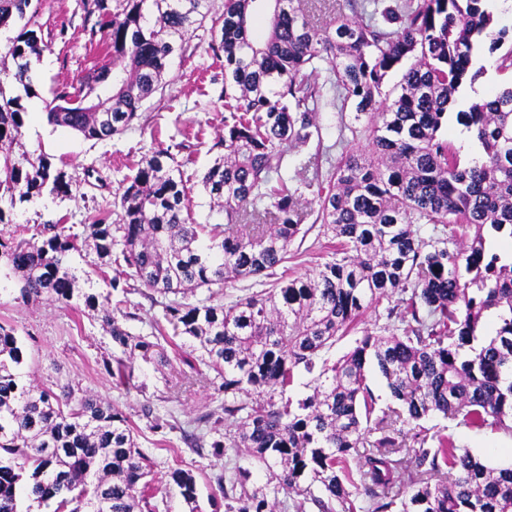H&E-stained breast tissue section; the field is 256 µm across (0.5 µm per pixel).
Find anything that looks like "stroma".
I'll return each mask as SVG.
<instances>
[{
    "instance_id": "stroma-1",
    "label": "stroma",
    "mask_w": 512,
    "mask_h": 512,
    "mask_svg": "<svg viewBox=\"0 0 512 512\" xmlns=\"http://www.w3.org/2000/svg\"><path fill=\"white\" fill-rule=\"evenodd\" d=\"M31 28L40 30L46 46L32 62V78L37 96L27 98L11 78L0 82L4 97H20L26 111L25 122L15 142L11 158L47 155L57 167L73 177L69 196L45 194L30 201L11 202L0 196V238L39 236L44 225L63 224L79 234L90 217L114 209V200L135 173L141 158L159 148L178 146L177 159L189 188L188 218L193 224L210 221V199L201 177L215 157L211 146L224 131V62L209 48L211 22H204L186 45L182 56L170 63L162 91L145 102L138 120L123 134L109 139H87L49 124L45 106L52 92L65 84L77 83L94 63L105 62L102 51L85 47L84 20L77 0H42ZM320 143L307 145L286 156L283 172L294 175L300 161L322 149L321 176H328L341 152L360 149L365 141L353 137L341 118L338 105L323 101L319 109ZM332 241L319 228L296 238L284 268L287 274L312 272L322 263ZM72 265L84 291L99 297L110 295L111 281H125L122 267L104 265L93 249L74 255ZM131 319L125 325L133 333L153 335L164 320L166 299L162 295L129 297ZM0 324L13 328L25 353L18 370L21 382L32 381L54 391L62 386L87 391L112 401L126 413L137 434V443L153 461L155 512H186L177 487L168 475L175 467L192 469L201 497L215 498L219 492L212 478L233 466L234 454L217 458L209 448L192 451L181 430L190 421L216 405L217 392L209 380L199 375V363L173 338L166 350L165 365L136 362L130 385L112 380L118 354L112 338L96 312L83 302L58 304L46 300L22 302L13 281L0 277ZM152 416H144V406ZM169 420L164 429L154 428L153 417ZM415 431L440 434L493 465L512 463V433L497 426L470 428L440 416H430L415 424Z\"/></svg>"
}]
</instances>
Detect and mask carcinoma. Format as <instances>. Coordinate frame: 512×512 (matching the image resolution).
I'll return each instance as SVG.
<instances>
[{
    "instance_id": "carcinoma-1",
    "label": "carcinoma",
    "mask_w": 512,
    "mask_h": 512,
    "mask_svg": "<svg viewBox=\"0 0 512 512\" xmlns=\"http://www.w3.org/2000/svg\"><path fill=\"white\" fill-rule=\"evenodd\" d=\"M115 5H110V2ZM491 0H224L210 48L224 59V135L201 182L222 224H190L188 187L169 149L142 157L115 206L119 224L95 216L82 235L46 224L40 241L0 240V266L17 277L23 301L83 299L121 349L118 378L140 358L166 364L159 342L132 334L107 300L82 291L70 258L93 247L123 261L136 287L181 296L165 320L189 340L197 361L221 380L224 400L199 416L207 444L264 467L266 493L241 465L215 477L224 512H277L279 493L293 512H512V466L491 467L441 435H412L396 422L440 414L466 427L512 432V262L488 245L512 240V86L477 97L481 52L499 53L512 72V30L497 26ZM40 0H0V30L34 17ZM90 46L112 65L88 70L46 103L49 124L86 139L125 132L165 84L171 58L214 10V0H78ZM268 33L251 35L257 16ZM45 44L22 30L0 54V78L36 94L31 60ZM403 70L397 95L382 97L386 76ZM336 80L352 135L367 149L347 152L327 182L320 152L292 182L281 168L292 149L319 134L321 71ZM20 97L0 91V148L24 124ZM466 128L484 152L465 161L448 140V121ZM73 177L45 155L23 166L3 155L0 189L11 201L44 192L66 197ZM317 208L302 206L305 193ZM336 240L313 273L271 280L309 217ZM417 224L433 225L424 240ZM265 277L266 287L228 305L190 301L200 288ZM395 298L380 330H365L335 361L323 357L354 329L366 308ZM494 331L483 336L487 321ZM21 343L0 325V512L22 503L53 512H153L150 460L129 418L112 403L20 382ZM376 366L393 405L376 414L367 369ZM309 393L289 395L299 371ZM231 423L222 433L219 426ZM416 477L398 481L404 458ZM188 512H202L193 471L170 473Z\"/></svg>"
}]
</instances>
